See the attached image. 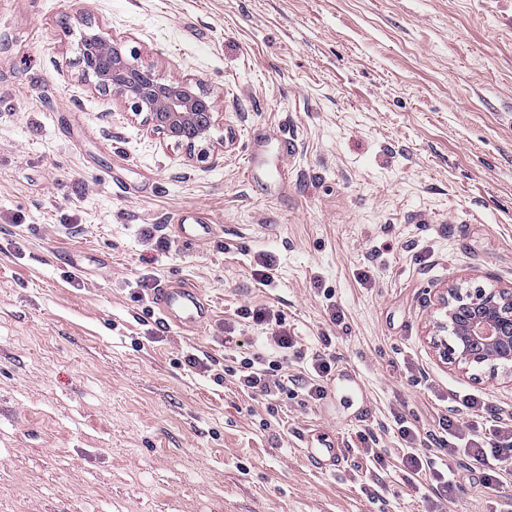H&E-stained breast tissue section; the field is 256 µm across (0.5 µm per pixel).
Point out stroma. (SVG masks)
<instances>
[{
	"label": "stroma",
	"mask_w": 512,
	"mask_h": 512,
	"mask_svg": "<svg viewBox=\"0 0 512 512\" xmlns=\"http://www.w3.org/2000/svg\"><path fill=\"white\" fill-rule=\"evenodd\" d=\"M95 32L218 99L207 159L84 79ZM258 134L290 144L286 194L246 177ZM182 210L211 236L184 242ZM163 283L200 291L195 332L160 321ZM455 284L512 285V0H0V512H428L360 437L393 465L392 412L468 422L474 393L512 416V373L431 345ZM255 307L295 336L289 374L335 356L325 399L224 376L270 347ZM314 431L339 470L306 457ZM448 465L449 512L512 504ZM305 448H307V452L309 457L318 464H329L334 469L340 464L341 458L339 451H342L340 448L339 439L336 436L330 434H323L318 436L317 443L313 445L309 440H305ZM312 448H315L314 450ZM329 462V463H325Z\"/></svg>",
	"instance_id": "obj_1"
}]
</instances>
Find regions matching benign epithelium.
<instances>
[{"label": "benign epithelium", "instance_id": "7a95c632", "mask_svg": "<svg viewBox=\"0 0 512 512\" xmlns=\"http://www.w3.org/2000/svg\"><path fill=\"white\" fill-rule=\"evenodd\" d=\"M83 74L94 86L132 101L163 137L207 157L219 112L217 101L190 80L164 82L155 71L130 61L105 33L83 43ZM443 315L433 324L432 344L456 365L512 367V286H454L440 297Z\"/></svg>", "mask_w": 512, "mask_h": 512}]
</instances>
